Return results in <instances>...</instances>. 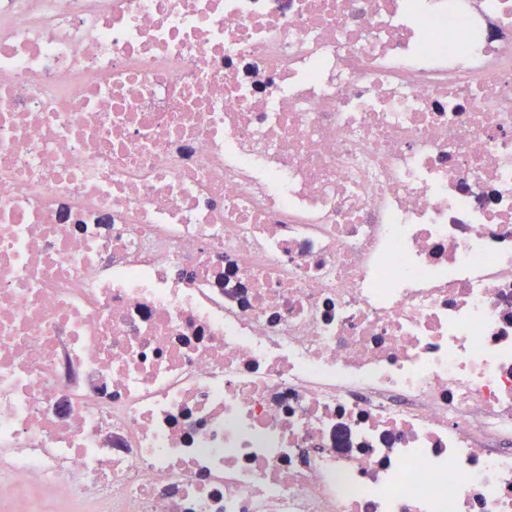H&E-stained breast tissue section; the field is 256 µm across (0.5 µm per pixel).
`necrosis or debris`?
I'll return each mask as SVG.
<instances>
[{
	"label": "necrosis or debris",
	"mask_w": 512,
	"mask_h": 512,
	"mask_svg": "<svg viewBox=\"0 0 512 512\" xmlns=\"http://www.w3.org/2000/svg\"><path fill=\"white\" fill-rule=\"evenodd\" d=\"M0 512H512V0H0Z\"/></svg>",
	"instance_id": "obj_1"
}]
</instances>
